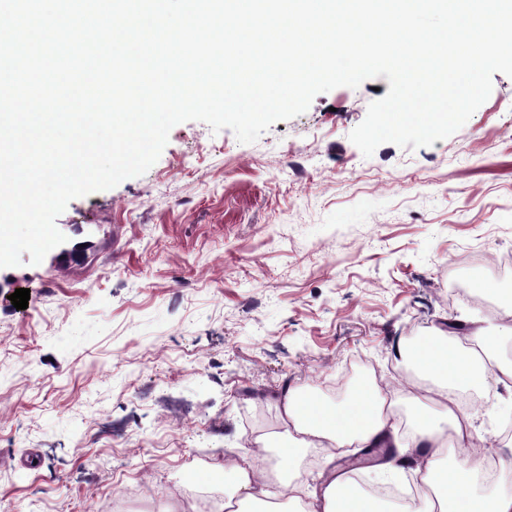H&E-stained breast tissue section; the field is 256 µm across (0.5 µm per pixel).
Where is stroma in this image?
Here are the masks:
<instances>
[{
    "instance_id": "1",
    "label": "stroma",
    "mask_w": 512,
    "mask_h": 512,
    "mask_svg": "<svg viewBox=\"0 0 512 512\" xmlns=\"http://www.w3.org/2000/svg\"><path fill=\"white\" fill-rule=\"evenodd\" d=\"M492 83L452 136L368 158L349 135L382 76L251 144L183 122L146 173L71 200L63 245L0 268V512H217L202 474L256 439L293 466L282 389L339 405L346 371L409 378L396 341L452 320L498 328L512 359V321L481 304L512 273L469 261L512 254V77ZM480 394L474 423L512 463V389Z\"/></svg>"
}]
</instances>
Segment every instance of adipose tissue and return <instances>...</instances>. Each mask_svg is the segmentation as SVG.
<instances>
[{
    "label": "adipose tissue",
    "instance_id": "obj_1",
    "mask_svg": "<svg viewBox=\"0 0 512 512\" xmlns=\"http://www.w3.org/2000/svg\"><path fill=\"white\" fill-rule=\"evenodd\" d=\"M448 336L437 332L418 345L400 344L397 355L411 363L419 378L429 380V388L413 387L404 394L369 385L355 391L344 406L331 408L317 398L300 396L286 390L278 404L285 433L297 449L323 448L329 459L348 454L353 448H375L391 442L399 457H412V475L420 489L421 512H512V469L500 467L497 481L502 489L479 495L475 480L483 468L482 445L471 414L458 408L455 391L482 385L487 376L498 381H512V361L499 355L500 339L493 331L474 333L465 353L449 349ZM412 407L414 423L410 441H402L394 423L398 398ZM444 413L456 437L459 454L456 464L444 465V446L432 422L436 413ZM229 492L224 499L225 512H382L377 500L352 484L341 472L311 493L304 506H297L296 494L303 491L300 471H292L285 485L287 501H279L269 492L265 477L248 455L221 466Z\"/></svg>",
    "mask_w": 512,
    "mask_h": 512
}]
</instances>
